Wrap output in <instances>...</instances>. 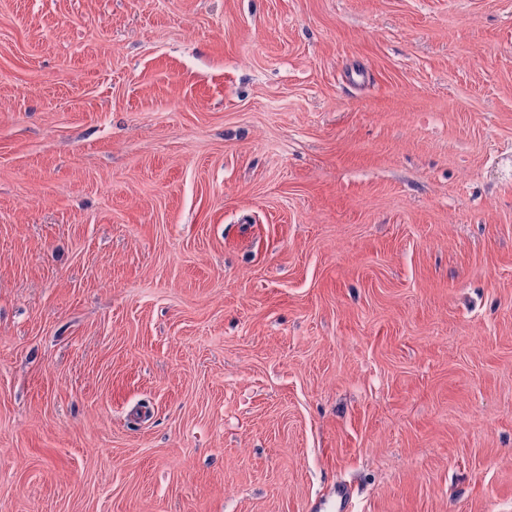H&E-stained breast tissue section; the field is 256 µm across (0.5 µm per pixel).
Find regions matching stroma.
I'll use <instances>...</instances> for the list:
<instances>
[{
	"label": "stroma",
	"mask_w": 512,
	"mask_h": 512,
	"mask_svg": "<svg viewBox=\"0 0 512 512\" xmlns=\"http://www.w3.org/2000/svg\"><path fill=\"white\" fill-rule=\"evenodd\" d=\"M512 512V0H0V512Z\"/></svg>",
	"instance_id": "obj_1"
}]
</instances>
